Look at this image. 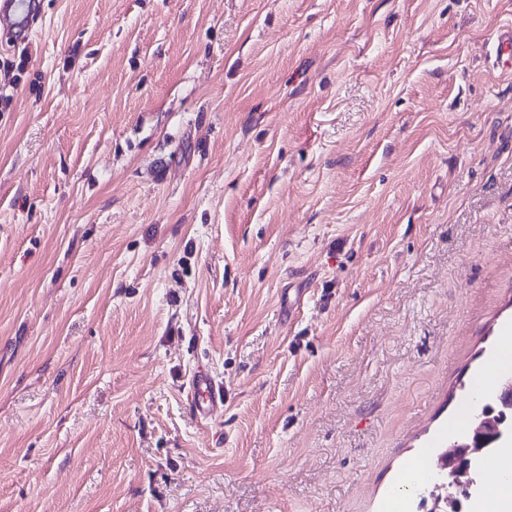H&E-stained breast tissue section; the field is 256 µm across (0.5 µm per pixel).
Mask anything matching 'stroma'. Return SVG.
<instances>
[{"label": "stroma", "mask_w": 512, "mask_h": 512, "mask_svg": "<svg viewBox=\"0 0 512 512\" xmlns=\"http://www.w3.org/2000/svg\"><path fill=\"white\" fill-rule=\"evenodd\" d=\"M42 10L0 51V512H387L512 335V0ZM195 392L198 399H202L203 403L207 404V408L222 404L224 400V390L222 385H219L213 379L200 378L195 382Z\"/></svg>", "instance_id": "35a3bbf8"}]
</instances>
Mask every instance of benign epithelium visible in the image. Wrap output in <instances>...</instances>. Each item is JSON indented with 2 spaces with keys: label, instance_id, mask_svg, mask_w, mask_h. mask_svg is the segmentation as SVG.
I'll use <instances>...</instances> for the list:
<instances>
[{
  "label": "benign epithelium",
  "instance_id": "benign-epithelium-1",
  "mask_svg": "<svg viewBox=\"0 0 512 512\" xmlns=\"http://www.w3.org/2000/svg\"><path fill=\"white\" fill-rule=\"evenodd\" d=\"M497 401L502 416L512 411V377L504 375L499 381L498 389L493 395H486L473 401L476 426L468 434L450 444L448 455H439L438 464L448 463V478L455 485L476 484L477 454L483 447L500 439L506 441L512 437V427L498 425L491 421L486 413V406Z\"/></svg>",
  "mask_w": 512,
  "mask_h": 512
}]
</instances>
